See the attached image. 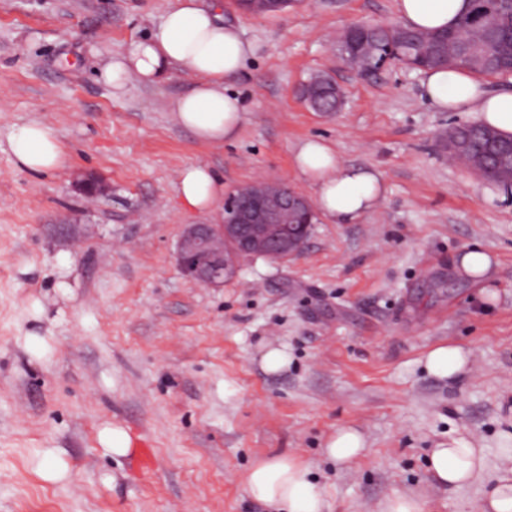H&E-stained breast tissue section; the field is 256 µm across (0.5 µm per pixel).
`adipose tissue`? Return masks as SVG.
Instances as JSON below:
<instances>
[{"label":"adipose tissue","mask_w":512,"mask_h":512,"mask_svg":"<svg viewBox=\"0 0 512 512\" xmlns=\"http://www.w3.org/2000/svg\"><path fill=\"white\" fill-rule=\"evenodd\" d=\"M466 6L467 0H396L404 26L414 29L453 27ZM221 10L218 2L203 9L196 0H173L157 29L130 41L123 53L109 62L106 79L120 88L132 77L156 83L172 69L187 70L194 76L195 86L174 104L181 125L208 143L234 139L245 108L227 84L245 67L252 47L235 27L223 23ZM424 88L439 110L473 113L476 122L512 136V91L490 92L466 71L457 69L428 71ZM10 145L19 166L31 172H52L66 162L53 132L39 123L15 126ZM295 165L314 188L316 208L336 224L354 223L384 192L375 174L342 165L332 147L319 139L300 144ZM178 190L188 206L203 210L218 202L224 185L207 167L191 165L182 169ZM427 463L438 482L463 487L482 472L484 457L466 438L453 437L432 448ZM244 491L271 512L327 510L325 494L313 482L308 465L291 455L254 462Z\"/></svg>","instance_id":"adipose-tissue-1"}]
</instances>
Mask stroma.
<instances>
[{
	"mask_svg": "<svg viewBox=\"0 0 512 512\" xmlns=\"http://www.w3.org/2000/svg\"><path fill=\"white\" fill-rule=\"evenodd\" d=\"M223 2L253 54L229 83L246 120L214 146L173 111L188 72L120 89L103 77L170 0H0V512H269L244 478L281 454L309 466L329 512H379L396 490L424 512H479L512 470V195L449 162L441 137L470 116L434 107L422 72L340 66L343 30L399 23L395 0H299L262 16ZM321 72L345 93L340 111L298 95ZM29 122L53 130L65 169L16 165L10 136ZM310 138L380 177L377 207L352 224L321 218L298 257L245 260L224 287L185 280L181 231L217 213L183 202L181 169L207 165L228 191L263 176L309 196L294 155ZM88 173L110 186L94 204L76 188ZM57 224L78 225V239ZM471 246L497 261L481 283L455 267ZM442 345L469 351L471 371L430 375ZM269 346L288 355L280 372L260 364ZM107 426L129 434V454L104 450ZM342 427L365 439L348 466L323 453ZM457 436L485 466L448 488L427 457ZM46 448L67 481L42 478Z\"/></svg>",
	"mask_w": 512,
	"mask_h": 512,
	"instance_id": "obj_1",
	"label": "stroma"
}]
</instances>
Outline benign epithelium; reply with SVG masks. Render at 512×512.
<instances>
[{
  "label": "benign epithelium",
  "mask_w": 512,
  "mask_h": 512,
  "mask_svg": "<svg viewBox=\"0 0 512 512\" xmlns=\"http://www.w3.org/2000/svg\"><path fill=\"white\" fill-rule=\"evenodd\" d=\"M240 11L253 14L258 8L278 13L295 0H237ZM374 24H354L345 29L349 48L371 31ZM402 66L400 57H386L377 64H366L357 73L364 77L380 74L390 66ZM80 192L88 197L107 194L108 186L90 174L78 182ZM318 223L311 200L281 180L257 178L235 188L224 203V215L218 224H188L176 247V261L182 275L190 282L221 288L232 279L240 264L253 257L286 260L298 255Z\"/></svg>",
  "instance_id": "obj_1"
}]
</instances>
